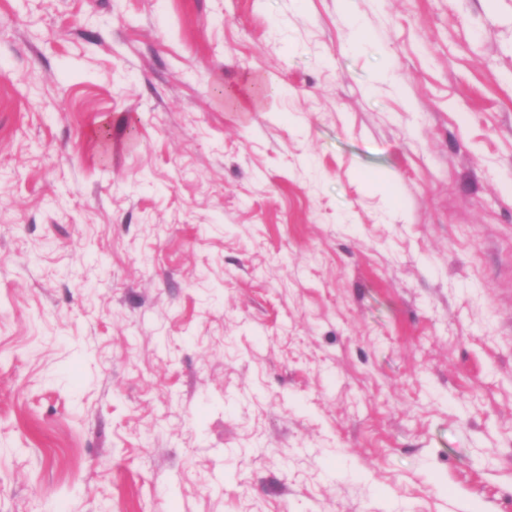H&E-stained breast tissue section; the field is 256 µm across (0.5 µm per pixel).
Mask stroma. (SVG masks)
Wrapping results in <instances>:
<instances>
[{"label":"stroma","instance_id":"stroma-1","mask_svg":"<svg viewBox=\"0 0 512 512\" xmlns=\"http://www.w3.org/2000/svg\"><path fill=\"white\" fill-rule=\"evenodd\" d=\"M0 512H512V0H0Z\"/></svg>","mask_w":512,"mask_h":512}]
</instances>
